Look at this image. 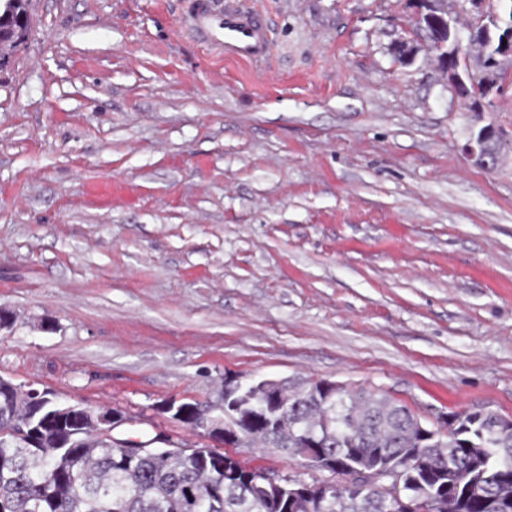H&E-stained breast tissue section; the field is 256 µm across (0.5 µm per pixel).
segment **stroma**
<instances>
[{
  "label": "stroma",
  "mask_w": 512,
  "mask_h": 512,
  "mask_svg": "<svg viewBox=\"0 0 512 512\" xmlns=\"http://www.w3.org/2000/svg\"><path fill=\"white\" fill-rule=\"evenodd\" d=\"M261 64L189 0H32L0 71V377L120 411L225 377L512 418V85L470 107L416 0H256ZM491 124L497 166L463 145ZM188 22L197 40L225 58L250 64L272 52L267 18L249 0H192Z\"/></svg>",
  "instance_id": "obj_1"
}]
</instances>
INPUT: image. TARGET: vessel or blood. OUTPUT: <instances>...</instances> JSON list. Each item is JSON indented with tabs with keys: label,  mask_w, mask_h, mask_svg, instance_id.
<instances>
[{
	"label": "vessel or blood",
	"mask_w": 512,
	"mask_h": 512,
	"mask_svg": "<svg viewBox=\"0 0 512 512\" xmlns=\"http://www.w3.org/2000/svg\"><path fill=\"white\" fill-rule=\"evenodd\" d=\"M188 22L197 40L225 58L250 64L272 52L267 18L250 0H191Z\"/></svg>",
	"instance_id": "obj_1"
}]
</instances>
